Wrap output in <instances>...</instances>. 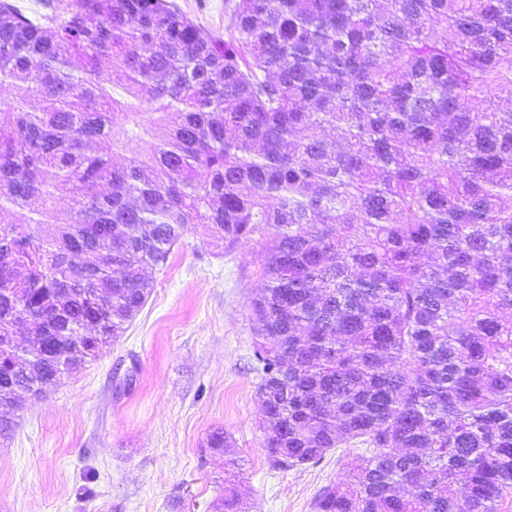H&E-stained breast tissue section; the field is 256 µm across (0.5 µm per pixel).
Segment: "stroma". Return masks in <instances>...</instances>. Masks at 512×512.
<instances>
[{"label": "stroma", "instance_id": "obj_1", "mask_svg": "<svg viewBox=\"0 0 512 512\" xmlns=\"http://www.w3.org/2000/svg\"><path fill=\"white\" fill-rule=\"evenodd\" d=\"M265 240L225 248L190 225L126 332L39 399L22 398L0 440V512H214L224 431L253 512H315L353 451L272 468L260 427L251 300Z\"/></svg>", "mask_w": 512, "mask_h": 512}]
</instances>
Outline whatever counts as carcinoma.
<instances>
[{
  "instance_id": "1",
  "label": "carcinoma",
  "mask_w": 512,
  "mask_h": 512,
  "mask_svg": "<svg viewBox=\"0 0 512 512\" xmlns=\"http://www.w3.org/2000/svg\"><path fill=\"white\" fill-rule=\"evenodd\" d=\"M0 0V414L127 330L190 224L274 229L251 301L272 465L316 512L512 491V0ZM147 106L150 112L141 111ZM147 141L123 166L96 152ZM58 196L64 210L51 208ZM220 512H249L224 481ZM181 10L204 30L224 38L229 19L224 16V0H175Z\"/></svg>"
}]
</instances>
